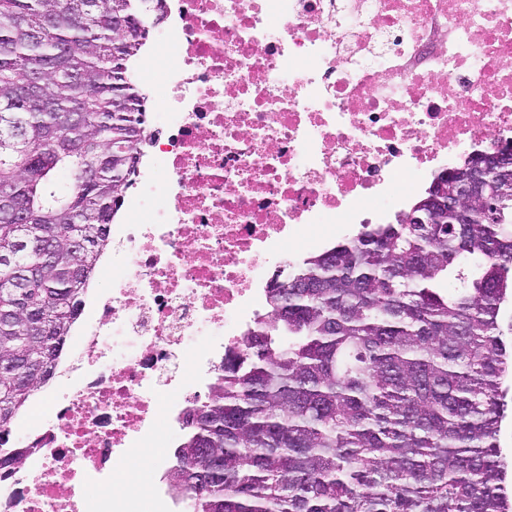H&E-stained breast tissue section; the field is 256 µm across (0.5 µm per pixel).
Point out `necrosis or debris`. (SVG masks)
I'll return each instance as SVG.
<instances>
[{
	"label": "necrosis or debris",
	"instance_id": "4bbe7bcc",
	"mask_svg": "<svg viewBox=\"0 0 512 512\" xmlns=\"http://www.w3.org/2000/svg\"><path fill=\"white\" fill-rule=\"evenodd\" d=\"M161 104L52 380L0 437V512H149L156 463L298 243L411 207L512 139V0H165Z\"/></svg>",
	"mask_w": 512,
	"mask_h": 512
}]
</instances>
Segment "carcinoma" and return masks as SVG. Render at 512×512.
Wrapping results in <instances>:
<instances>
[{"instance_id":"carcinoma-1","label":"carcinoma","mask_w":512,"mask_h":512,"mask_svg":"<svg viewBox=\"0 0 512 512\" xmlns=\"http://www.w3.org/2000/svg\"><path fill=\"white\" fill-rule=\"evenodd\" d=\"M143 0H0V437L51 378L138 172ZM451 224H364L275 274L187 413L192 512H512V178ZM502 387L508 390L509 410L508 416L502 423L499 445L502 453L512 462V410L510 411V398H512V375L504 378Z\"/></svg>"}]
</instances>
